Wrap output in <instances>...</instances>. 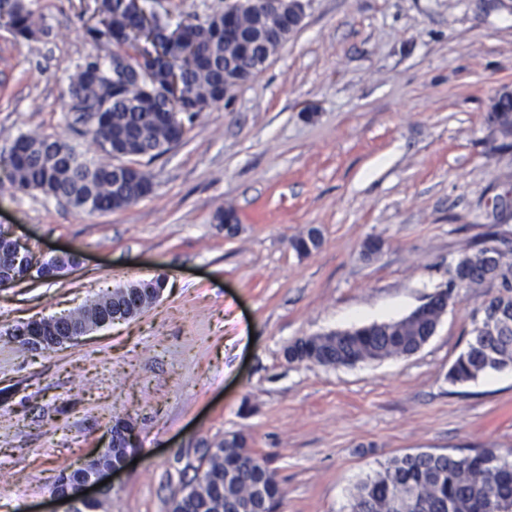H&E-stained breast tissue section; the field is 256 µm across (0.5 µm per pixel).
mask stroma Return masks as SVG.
<instances>
[{"instance_id": "obj_1", "label": "stroma", "mask_w": 512, "mask_h": 512, "mask_svg": "<svg viewBox=\"0 0 512 512\" xmlns=\"http://www.w3.org/2000/svg\"><path fill=\"white\" fill-rule=\"evenodd\" d=\"M303 4L256 78L139 159L154 186L131 206L88 213L18 192L0 161V229L39 258L84 257L55 281L0 288V512H52L56 478L118 417L139 446L104 512H170L199 449L239 431L277 474V512H347L357 482L407 452L512 450V367L446 378L496 285L463 289L410 356L326 368L283 354L303 336L405 317L487 234L512 246V215L492 209L512 190V147L487 121L512 89V7ZM32 7L45 36L0 28V150L37 133L96 158L67 107L77 65L109 50L86 33L95 0ZM312 228L321 245L298 254L292 239ZM157 276L154 304L78 343L32 353L5 338Z\"/></svg>"}]
</instances>
